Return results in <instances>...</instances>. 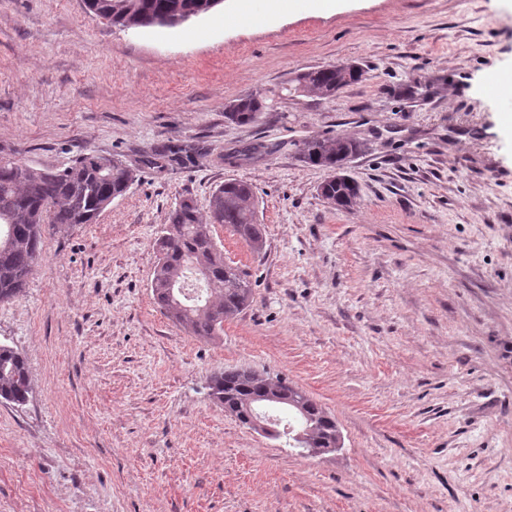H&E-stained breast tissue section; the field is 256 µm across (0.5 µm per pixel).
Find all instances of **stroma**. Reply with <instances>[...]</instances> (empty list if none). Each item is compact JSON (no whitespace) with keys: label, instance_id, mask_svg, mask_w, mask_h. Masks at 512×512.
Instances as JSON below:
<instances>
[{"label":"stroma","instance_id":"35a3bbf8","mask_svg":"<svg viewBox=\"0 0 512 512\" xmlns=\"http://www.w3.org/2000/svg\"><path fill=\"white\" fill-rule=\"evenodd\" d=\"M237 5L127 30L82 0H0V156L136 170L95 223L46 231L0 302L32 387L0 402V512H512V111L489 91L512 71V0ZM338 61L362 78L279 97ZM249 93L262 121L227 120ZM336 137L362 145L346 209L296 154ZM167 145L192 161L143 165ZM230 180L252 185L264 245L212 225L253 300L199 339L154 303L157 240L176 203L208 213ZM229 369L287 378L342 448L305 456L240 423L209 395ZM253 0V1H240L239 2V15H256L265 13L271 10H284L288 7V11L292 8L304 6L309 10H315L321 7L324 3L329 2L334 8L340 6L341 0Z\"/></svg>","mask_w":512,"mask_h":512}]
</instances>
